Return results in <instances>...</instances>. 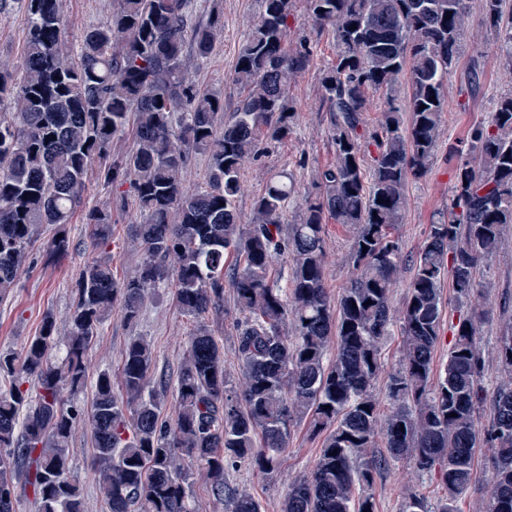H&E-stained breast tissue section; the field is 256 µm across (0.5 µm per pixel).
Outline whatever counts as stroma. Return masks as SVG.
I'll return each instance as SVG.
<instances>
[{"label": "stroma", "mask_w": 512, "mask_h": 512, "mask_svg": "<svg viewBox=\"0 0 512 512\" xmlns=\"http://www.w3.org/2000/svg\"><path fill=\"white\" fill-rule=\"evenodd\" d=\"M114 0H63L66 35L78 41L83 32L108 18ZM197 14L209 16L219 11L224 18V34L217 42L210 61L203 66L189 62L188 74L202 88L219 92L225 107H232L239 94L233 83V70L243 36L257 18L260 0H193ZM483 0H469V15L461 33L459 59L448 78V108L442 119V135L428 171L410 180L406 189L403 221L396 235L405 258L398 269L393 288L392 306L400 308L407 292L412 270L408 263L426 239L429 224L446 211L454 184V173L469 153L471 129L488 124L496 102L512 93V71L501 63L497 31L485 21ZM336 58V43L331 33L314 39L313 59L295 78L290 92V106L295 113L294 132L287 141L269 146L261 158L246 163L245 194L239 200L242 214L251 211L254 196L263 192L268 176L275 171L294 175L300 186H308L315 170L333 160V151L321 106V78ZM87 208H106L112 212V236L106 249L93 248L87 237L82 215H75L68 226L73 247L65 259L48 260L47 241L54 226L41 225L28 246L32 259L18 275L17 285L6 300L0 302V350L20 349L36 333L45 314H52L59 329H66L73 307V290L84 269L100 252L112 256L116 280L133 275L143 253L135 236L142 216L129 187L117 189L89 180ZM352 231L334 222L325 225V276L331 295L340 294L352 274L349 248ZM478 280L488 316L481 327V346L486 360L485 378L496 385L502 378L495 360L496 341L501 327L512 323V230L506 231L498 251L482 265ZM238 312L232 289H225L219 310L202 319L184 315L172 299V291L159 289L149 296L141 316L127 323L120 311H113L99 329L89 351L91 372L117 370L125 346L138 337L150 341L154 350L153 375L174 377L187 349V341L197 325H206L224 347V368L231 377L240 371L232 338ZM323 441L311 433L306 422L292 429L285 452L288 471L282 475L257 476L246 468L229 470L230 483L247 487L261 506V512H282L289 479L302 476L314 464ZM92 444L89 432L78 430L70 450V478L82 491L86 512H106V503L91 463ZM413 490L429 502L444 493L438 472L420 473L405 461L377 475L372 493L377 512H402L405 490Z\"/></svg>", "instance_id": "stroma-1"}]
</instances>
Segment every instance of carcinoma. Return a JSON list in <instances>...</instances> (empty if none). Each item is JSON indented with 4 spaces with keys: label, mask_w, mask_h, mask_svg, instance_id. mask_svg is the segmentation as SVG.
Masks as SVG:
<instances>
[{
    "label": "carcinoma",
    "mask_w": 512,
    "mask_h": 512,
    "mask_svg": "<svg viewBox=\"0 0 512 512\" xmlns=\"http://www.w3.org/2000/svg\"><path fill=\"white\" fill-rule=\"evenodd\" d=\"M19 4L27 15L24 53L16 69L0 70V103L11 108L0 113V300L13 292L38 226H58L46 248L68 255L65 226L85 207L95 163L97 181L127 184L135 197L143 260L122 282L111 257L92 261L65 336L47 314L20 351L0 350V377L9 381L0 386V512H17L28 489L35 512H84L69 477L82 422L107 512H193L195 472L227 512H260L249 489L229 485L225 473L241 465L260 476L284 472L291 428L303 419L328 434L311 469L288 481L283 512H375V476L396 460L439 470L445 488L433 506L408 494L403 512H458L483 449L492 465L487 512H512V324L497 337L506 380L491 388L480 349L487 311L476 288L481 264L512 225V94L498 100L490 126L472 129L469 150L479 164L457 166L448 211L410 260L402 308L391 306L402 263L393 231L409 180L435 156L468 0H306L314 29L336 40V60L321 81L334 160L316 172L315 194L305 196L298 220L286 219L298 190L281 171L254 198L246 224L238 208L243 164L262 144L288 140V89L313 56L309 37L288 41L294 0H261L239 49L240 94L227 116L222 96L184 68L189 51L205 63L224 30L217 18L197 19L191 0H118L77 44L65 35L62 0H0V16ZM484 10L512 70V13L504 14L502 0H485ZM404 75L410 126L391 111L367 127L370 93L391 90ZM128 130L132 149L108 159L112 140ZM192 151L208 157L202 189L183 180ZM327 219L353 230L352 275L336 300L324 274ZM85 224L95 247L112 236L107 209L87 211ZM280 255L290 261L285 288L271 278ZM447 278L464 310L437 376ZM164 283L178 309L196 318L232 288L242 380H230L218 341L200 325L180 364L173 421L161 417L152 348L142 338L126 347L121 389L104 370L89 409L64 399L85 386L86 354L112 310L137 321ZM395 326L401 355L387 374L382 344ZM384 373L391 410L382 420L375 385ZM30 382L34 395L24 387Z\"/></svg>",
    "instance_id": "cac0c4a2"
}]
</instances>
